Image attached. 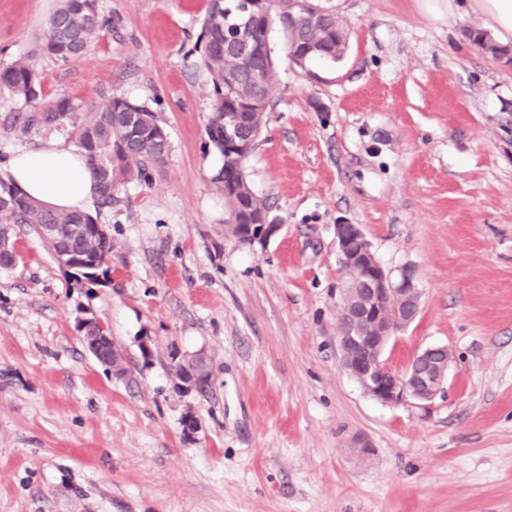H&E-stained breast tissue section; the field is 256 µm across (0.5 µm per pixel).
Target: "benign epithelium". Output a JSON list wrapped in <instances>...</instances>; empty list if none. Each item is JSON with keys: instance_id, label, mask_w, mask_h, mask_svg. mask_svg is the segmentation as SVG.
Returning <instances> with one entry per match:
<instances>
[{"instance_id": "7a95c632", "label": "benign epithelium", "mask_w": 512, "mask_h": 512, "mask_svg": "<svg viewBox=\"0 0 512 512\" xmlns=\"http://www.w3.org/2000/svg\"><path fill=\"white\" fill-rule=\"evenodd\" d=\"M237 12L245 22L270 16L267 0H238ZM257 139L255 135L243 140L228 132L224 135V150L246 154ZM280 230L281 225L268 216L242 227L251 247L265 246ZM335 235L341 268L361 265L366 257L362 245L367 243L361 226L338 224ZM420 306L421 290L412 272L404 268L395 275L378 261L370 265L360 282L342 289L339 316L347 317V323L337 336L341 365L367 395L383 404L423 403L444 389L452 362L446 346L426 347L401 371L392 370L383 359L387 346L416 319ZM79 328L89 352L103 362L105 337L91 335L86 318Z\"/></svg>"}]
</instances>
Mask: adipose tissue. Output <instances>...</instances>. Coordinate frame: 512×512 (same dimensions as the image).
<instances>
[{"mask_svg": "<svg viewBox=\"0 0 512 512\" xmlns=\"http://www.w3.org/2000/svg\"><path fill=\"white\" fill-rule=\"evenodd\" d=\"M7 167L23 192L53 209H82L97 194L81 151L72 147L53 144L21 151Z\"/></svg>", "mask_w": 512, "mask_h": 512, "instance_id": "ef3b65f1", "label": "adipose tissue"}]
</instances>
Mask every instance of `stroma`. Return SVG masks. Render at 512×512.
Returning <instances> with one entry per match:
<instances>
[{"instance_id":"obj_1","label":"stroma","mask_w":512,"mask_h":512,"mask_svg":"<svg viewBox=\"0 0 512 512\" xmlns=\"http://www.w3.org/2000/svg\"><path fill=\"white\" fill-rule=\"evenodd\" d=\"M313 2L348 48L303 69L268 34L279 78L245 173L281 230L260 248L225 233L209 184L208 0H98L111 30L65 64L36 49L56 0H0V64L29 59L49 98L154 105L172 142L149 182L87 207L112 239L105 285L77 286L17 231L0 268V512H512V62L471 44L486 22L467 0L441 17L425 0ZM27 109L0 94L1 177L17 151L75 143L67 126L6 129ZM339 224L413 271L421 312L386 359L448 346L431 402L382 404L342 368ZM86 316L127 376L87 351ZM174 351L204 353L207 391H174Z\"/></svg>"}]
</instances>
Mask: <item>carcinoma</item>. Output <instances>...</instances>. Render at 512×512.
<instances>
[{
    "mask_svg": "<svg viewBox=\"0 0 512 512\" xmlns=\"http://www.w3.org/2000/svg\"><path fill=\"white\" fill-rule=\"evenodd\" d=\"M292 0H268L271 15L280 23L286 39V50L304 58L336 61L348 42V32L332 13L321 24L310 16L317 7L308 5L303 14L290 6ZM238 13L229 0H209L199 36V66L212 84L211 116L206 126L210 145L223 157L222 166L211 177V183L224 193V205L232 210L244 193H253L245 173L235 188L224 189V166L244 168L245 159H226L224 151V115L241 113V135L260 131L266 123L271 93L278 79L277 66L271 54H263L269 29L265 20L253 22L249 39L258 55L254 67L261 77L252 79L242 69L241 60L232 43L240 42ZM110 25L99 13L96 0H58L50 14L37 49L41 55L67 63L81 55ZM471 43L480 51L506 56L512 48L495 43L478 28L469 29ZM0 91L37 111L21 117L19 129L32 126L70 125L76 143L82 150L99 190L101 204L110 205L120 186L131 181H149L151 172L169 156L172 145L169 133L157 112L146 103L122 96L109 98L104 105H91L80 113L78 106L66 96L46 99L37 71L20 58L0 66ZM26 226L40 238L50 255H71L68 273L80 286L100 285L107 275L105 265L112 252V240L104 227L90 213L78 210H54L26 196L10 180L0 178V266L16 264L15 227ZM53 230L46 231V225Z\"/></svg>",
    "mask_w": 512,
    "mask_h": 512,
    "instance_id": "cac0c4a2",
    "label": "carcinoma"
}]
</instances>
